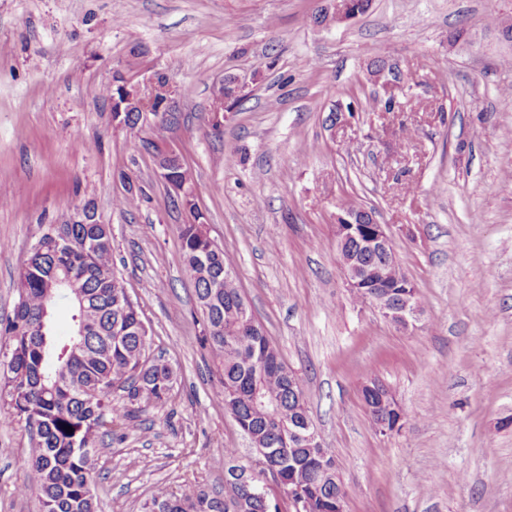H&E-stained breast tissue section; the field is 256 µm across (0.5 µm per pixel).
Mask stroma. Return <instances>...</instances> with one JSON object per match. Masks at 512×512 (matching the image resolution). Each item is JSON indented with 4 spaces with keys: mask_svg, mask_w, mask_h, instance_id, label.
<instances>
[{
    "mask_svg": "<svg viewBox=\"0 0 512 512\" xmlns=\"http://www.w3.org/2000/svg\"><path fill=\"white\" fill-rule=\"evenodd\" d=\"M330 0H0V320L38 225L91 203L113 267L175 373L168 400L95 452L98 512H143L156 486H224V451L257 458L224 411L220 373L180 262L181 215L140 135L100 87L137 65L179 88L170 141L209 234L306 400L346 512H512V0H372L326 26ZM398 108L382 111L386 69ZM240 104L214 125L225 76ZM133 193L118 209L115 197ZM374 209L425 308L403 330L346 286L337 205ZM408 414L383 434L360 388ZM0 391V512L20 495L23 424Z\"/></svg>",
    "mask_w": 512,
    "mask_h": 512,
    "instance_id": "stroma-1",
    "label": "stroma"
}]
</instances>
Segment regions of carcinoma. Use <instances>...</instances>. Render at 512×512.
I'll return each mask as SVG.
<instances>
[{
  "mask_svg": "<svg viewBox=\"0 0 512 512\" xmlns=\"http://www.w3.org/2000/svg\"><path fill=\"white\" fill-rule=\"evenodd\" d=\"M174 125L164 112L145 130L151 146L165 140ZM71 243L58 258L47 251L31 254L19 274L18 303L13 315L0 321V336L9 342V356L0 360V386L10 397L12 420L31 427L37 419V440L30 448L25 477L18 490L38 496L42 512H97L89 487L96 485L93 453L103 441L105 424L130 425L137 414L168 398L173 372L160 356H150L152 338L127 289L112 268V227L94 219L88 224H64ZM180 260L193 283L203 317L200 345L218 360L224 386V409H232L251 433V444L267 451L270 469L282 479L279 492L241 494L239 512H283L288 486L304 498L302 512H336V464L332 456L317 458L305 447L283 446L274 433L279 418L308 414L306 383L288 367L263 326L241 320L236 280L225 279L232 263L224 249L200 259L207 247L203 225L182 224ZM370 283L398 300L411 295L422 303L417 288L396 269L381 266L380 256L362 252ZM70 304V331L55 332L53 309ZM125 393L112 403V388ZM370 416L381 413L391 423L404 419L371 392H364ZM72 432H66V427ZM144 512H229L224 495L187 484L179 492L157 488Z\"/></svg>",
  "mask_w": 512,
  "mask_h": 512,
  "instance_id": "1",
  "label": "carcinoma"
}]
</instances>
